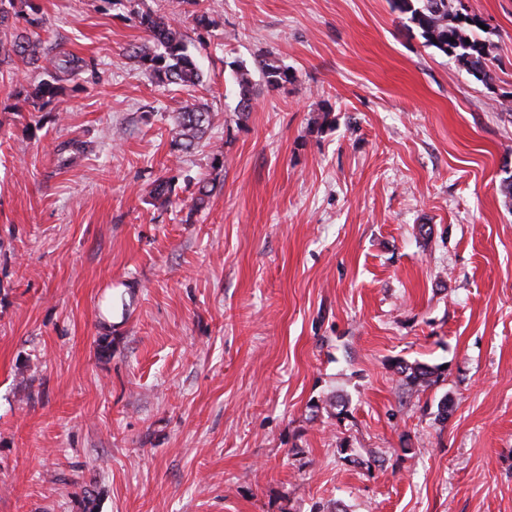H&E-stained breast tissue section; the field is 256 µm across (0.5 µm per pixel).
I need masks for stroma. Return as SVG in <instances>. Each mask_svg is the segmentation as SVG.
I'll return each mask as SVG.
<instances>
[{
	"label": "stroma",
	"mask_w": 512,
	"mask_h": 512,
	"mask_svg": "<svg viewBox=\"0 0 512 512\" xmlns=\"http://www.w3.org/2000/svg\"><path fill=\"white\" fill-rule=\"evenodd\" d=\"M38 2L85 67L40 112L0 67V512H512V0H462L491 89L390 0H148L193 90L145 78L125 0ZM267 54L292 80L240 114ZM233 79L239 91L238 112H250L253 101V80L250 69L243 63L236 65ZM211 128V113L202 105L186 104L176 113L172 128L173 144L188 150L200 144ZM394 369L403 376L405 385L415 392L421 391V388L435 385L441 377L438 367L421 363L409 364L404 359H397L394 363Z\"/></svg>",
	"instance_id": "stroma-1"
}]
</instances>
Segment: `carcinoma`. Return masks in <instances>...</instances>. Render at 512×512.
Wrapping results in <instances>:
<instances>
[{
	"label": "carcinoma",
	"mask_w": 512,
	"mask_h": 512,
	"mask_svg": "<svg viewBox=\"0 0 512 512\" xmlns=\"http://www.w3.org/2000/svg\"><path fill=\"white\" fill-rule=\"evenodd\" d=\"M130 15L147 33V41L134 50L146 78L152 83L194 88L202 82V73L189 53L180 31L181 22L158 15L141 7L140 0H127ZM452 0H391L392 9L408 16L420 31L425 43L444 54H449L476 80L489 86L496 80L490 51L492 32L480 27L483 20L476 14L451 7ZM22 17L26 26L10 34L9 41L0 40V64L21 62L36 66L44 59L41 33L48 31L47 21L37 0H0V26L9 16ZM83 59L70 53L50 60L43 67L45 78L23 86L16 93L22 102L39 110L54 104L64 92L63 82L70 81L82 69ZM262 77L271 89H279L291 82L289 69L277 61L264 57L260 60ZM234 82L239 91L238 111L248 112L253 101L252 73L241 63L235 67ZM211 128V113L202 105L187 104L176 113L172 128L173 142L179 150H188L200 144ZM172 185L165 179L150 184L148 195L164 205L170 201ZM395 371L403 376L405 385L419 392L438 382L439 368L398 359Z\"/></svg>",
	"instance_id": "1"
}]
</instances>
